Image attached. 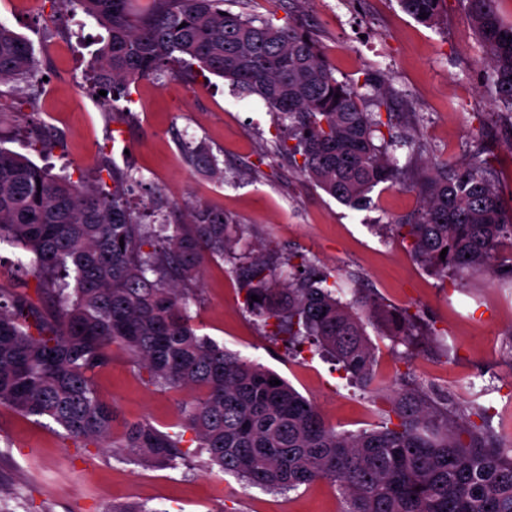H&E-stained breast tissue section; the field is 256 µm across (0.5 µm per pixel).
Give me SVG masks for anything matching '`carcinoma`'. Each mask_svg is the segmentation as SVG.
Masks as SVG:
<instances>
[{"instance_id": "obj_1", "label": "carcinoma", "mask_w": 512, "mask_h": 512, "mask_svg": "<svg viewBox=\"0 0 512 512\" xmlns=\"http://www.w3.org/2000/svg\"><path fill=\"white\" fill-rule=\"evenodd\" d=\"M61 2L107 30L89 68L112 102L175 63L196 66L262 99L294 141L276 144L277 151L340 203L359 209L375 186L396 182L393 138L374 141L381 113L366 111L357 89L336 79L301 22L225 11L224 0H149L139 12L129 10V0ZM462 2L488 60L496 106L512 118V24L497 0ZM400 3L431 25L445 0ZM33 67L29 41L0 25V83ZM185 148L192 166L219 174L204 147ZM491 170L483 146L437 165L417 214L393 225L411 254L441 277L512 278V205ZM132 180L114 174L106 190L0 148V243L23 249L29 263L20 266L35 277L31 294L0 287V407L51 419L78 447L96 442L142 461L187 463L183 435L147 420L128 422L111 438L114 410L98 398L93 378L120 349L155 389L200 390L182 407V428L210 464L247 487L291 491L327 479L341 492L343 512H512V455L474 400L428 395L407 371L379 428L338 432L288 382L270 385L278 374L197 334L190 285L206 254L224 255L230 224L208 208L188 210V224H142L125 202L123 185ZM295 258H239L232 274L247 308L273 327L270 335H288L289 352L309 344L356 385L373 389L367 323H384L395 344L410 349L417 316L374 294L356 291L343 302L314 260Z\"/></svg>"}]
</instances>
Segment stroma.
<instances>
[{
    "label": "stroma",
    "mask_w": 512,
    "mask_h": 512,
    "mask_svg": "<svg viewBox=\"0 0 512 512\" xmlns=\"http://www.w3.org/2000/svg\"><path fill=\"white\" fill-rule=\"evenodd\" d=\"M227 9L255 17L292 14L314 32L336 78L356 84L366 106H379L395 136H414L396 148V186H376L354 210L302 177L275 139L285 130L263 101L240 98L230 82L179 71L132 85L130 115L113 112L87 64L105 31L87 16L73 18L61 0H0V24L26 37L35 67L21 100L17 82L0 83V147L51 173L111 185L131 174L125 198L145 224H183L187 207L222 211L234 225L224 256L205 258L190 302L199 334L274 371L315 403L339 432L378 428L383 397L348 383L333 362L303 350L288 353L286 336L267 335L246 309L231 270L241 254L265 260L300 253L333 276L344 293L374 289L391 306L420 319L421 339L401 360L377 323L366 331L378 356L380 380L398 388L412 371L424 390L447 392L443 375L470 378L479 404L489 407L501 444L512 425V281L438 277L387 229L413 216L420 187L437 162L465 158L475 142L493 153L498 187L512 199V121L497 117L475 28L460 0H446L437 24L408 15L398 0H228ZM41 131L47 150L31 147ZM205 144L222 177L194 170L185 143ZM440 331L443 342L432 333ZM98 396L122 421L148 420L166 432L182 422L192 390L148 386L127 355L114 351L94 378ZM0 512H107L144 503L167 512H342L335 486L319 479L299 489L269 492L243 487L203 458L178 467L147 465L88 445L76 447L47 418L0 409Z\"/></svg>",
    "instance_id": "1"
}]
</instances>
